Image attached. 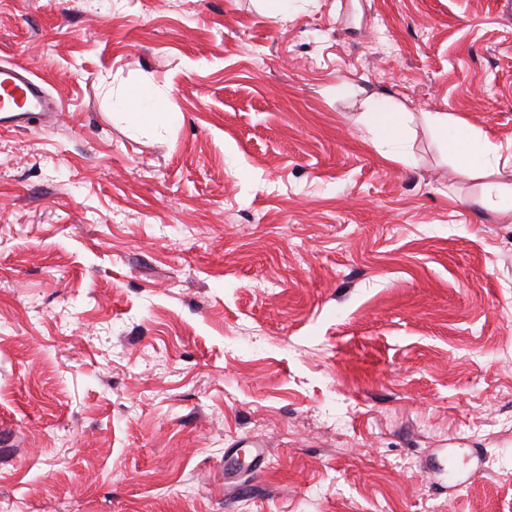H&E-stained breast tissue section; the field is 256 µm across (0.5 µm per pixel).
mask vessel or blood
<instances>
[{
  "mask_svg": "<svg viewBox=\"0 0 512 512\" xmlns=\"http://www.w3.org/2000/svg\"><path fill=\"white\" fill-rule=\"evenodd\" d=\"M59 104L31 77L25 66H0V128L30 123L33 116L58 111Z\"/></svg>",
  "mask_w": 512,
  "mask_h": 512,
  "instance_id": "vessel-or-blood-1",
  "label": "vessel or blood"
}]
</instances>
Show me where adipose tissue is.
<instances>
[{
  "label": "adipose tissue",
  "mask_w": 512,
  "mask_h": 512,
  "mask_svg": "<svg viewBox=\"0 0 512 512\" xmlns=\"http://www.w3.org/2000/svg\"><path fill=\"white\" fill-rule=\"evenodd\" d=\"M364 104L363 123L368 130L378 133L385 141L383 156L399 160L403 133L412 119L402 103L380 91L369 93ZM114 116L131 123H149L155 126L169 125L176 116L169 112L163 96L150 85H131L112 102ZM423 119L445 146L450 157L461 164L462 173H470L475 167L486 166L495 174V181L486 183L481 204L496 213L512 211V184L500 181L503 171L512 169V150L492 140L486 133L447 112H427Z\"/></svg>",
  "instance_id": "1"
}]
</instances>
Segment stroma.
Masks as SVG:
<instances>
[{
	"mask_svg": "<svg viewBox=\"0 0 512 512\" xmlns=\"http://www.w3.org/2000/svg\"><path fill=\"white\" fill-rule=\"evenodd\" d=\"M14 62L61 110L0 131V507L512 512V216L421 119L512 142V0H0ZM112 118H125L130 123H149L164 126L177 121L169 112L158 89L150 85H129L112 100ZM366 112L363 123L368 130L378 133L385 141L384 158L399 161L403 144V133L412 119L402 103L381 91L369 93L364 100Z\"/></svg>",
	"mask_w": 512,
	"mask_h": 512,
	"instance_id": "35a3bbf8",
	"label": "stroma"
}]
</instances>
